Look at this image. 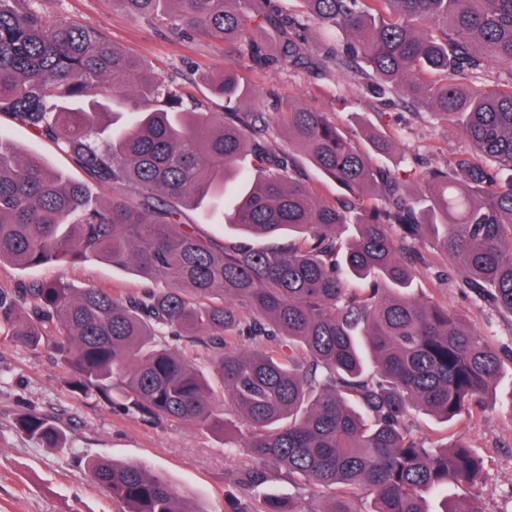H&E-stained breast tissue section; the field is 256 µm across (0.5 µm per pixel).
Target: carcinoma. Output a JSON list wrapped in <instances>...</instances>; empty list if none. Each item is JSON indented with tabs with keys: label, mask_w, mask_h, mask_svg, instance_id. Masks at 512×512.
I'll list each match as a JSON object with an SVG mask.
<instances>
[{
	"label": "carcinoma",
	"mask_w": 512,
	"mask_h": 512,
	"mask_svg": "<svg viewBox=\"0 0 512 512\" xmlns=\"http://www.w3.org/2000/svg\"><path fill=\"white\" fill-rule=\"evenodd\" d=\"M35 0H0V112L49 139L89 181H74L0 134V264L21 269L101 259L166 288L116 298L99 288L36 282L0 289V335L50 348L86 397L125 414L224 430L248 427L245 490L285 476L311 495L268 499L261 512H429L426 498L471 487L482 461L462 442L427 447L411 432L423 409L471 420L501 369L498 352L413 288L410 245L429 241L453 260L462 286L512 313V0H113L131 16L245 54L224 67L222 112L187 101L141 59L73 21L50 20ZM282 34L275 63H309L305 32L338 31L329 65L359 74L375 99L455 127L467 145L453 165L420 174V206L399 173L357 147L327 113L292 99L270 119L237 112L245 67L269 62L254 31ZM489 64L498 79L483 83ZM336 183L330 202L292 156L276 152L271 123ZM257 178L227 205L238 158ZM112 190L101 202L92 186ZM224 211V223L265 239L226 247L185 222ZM356 232L345 240L337 229ZM195 338L211 375L158 339ZM17 427L48 448L62 431L37 413ZM120 512H190L179 492L139 463L88 461Z\"/></svg>",
	"instance_id": "cac0c4a2"
}]
</instances>
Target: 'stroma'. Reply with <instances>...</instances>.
<instances>
[{"label":"stroma","instance_id":"stroma-1","mask_svg":"<svg viewBox=\"0 0 512 512\" xmlns=\"http://www.w3.org/2000/svg\"><path fill=\"white\" fill-rule=\"evenodd\" d=\"M51 17L75 20L98 30L109 43L140 57L158 77L214 111H223V97L214 93L209 76L234 61L239 49L188 38L164 23L146 24L114 7L112 0H36ZM245 85L271 108V94L327 112L360 147H368L365 128L390 137L393 148L382 162L399 169L419 191V167L442 166L466 150L464 140L448 126L364 98L352 75L315 69L277 67L244 69ZM0 132L22 154L35 155L72 178L84 172L58 147L33 135L0 114ZM415 272V287L456 312L465 325L485 338L502 358L500 379L485 398V410L471 421L444 423L419 411L410 428L427 443L452 444L465 439L483 459L481 479L469 491L449 486L427 499L429 512L469 494L476 512H512V316L485 304L461 288L447 272L450 261L436 256L430 245ZM64 279L73 287H94L124 297L152 289L153 284L129 269L113 268L94 259L66 265L49 263L27 270L0 264V289L14 291L30 283ZM68 371L49 350L32 351L0 338V512H117L112 499L90 478L87 462L105 457L117 463L143 462L170 482L193 512H261L262 497H248L237 484L246 462L242 449L228 448L225 436L236 435L241 421L229 416L224 433H204L180 422L149 423L124 414L93 398L79 395L69 384ZM37 412L58 425L66 446L49 448L21 433L17 419Z\"/></svg>","mask_w":512,"mask_h":512}]
</instances>
